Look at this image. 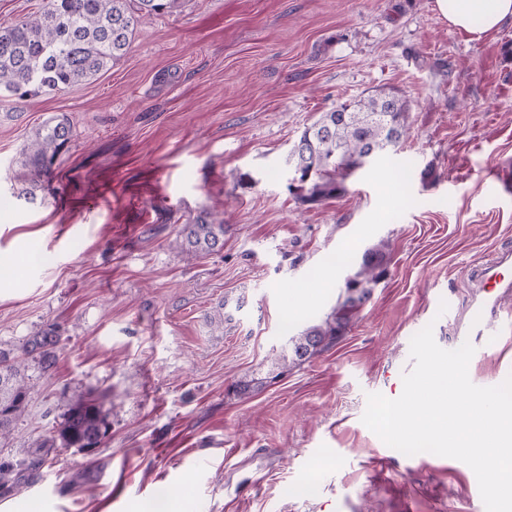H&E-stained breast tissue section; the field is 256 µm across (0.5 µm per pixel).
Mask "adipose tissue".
Segmentation results:
<instances>
[{
	"instance_id": "adipose-tissue-1",
	"label": "adipose tissue",
	"mask_w": 512,
	"mask_h": 512,
	"mask_svg": "<svg viewBox=\"0 0 512 512\" xmlns=\"http://www.w3.org/2000/svg\"><path fill=\"white\" fill-rule=\"evenodd\" d=\"M435 5L451 26L476 40L512 24V0H435Z\"/></svg>"
}]
</instances>
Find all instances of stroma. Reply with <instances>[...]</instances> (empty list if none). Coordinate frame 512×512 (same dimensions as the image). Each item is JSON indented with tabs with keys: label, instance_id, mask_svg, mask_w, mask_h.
Returning a JSON list of instances; mask_svg holds the SVG:
<instances>
[{
	"label": "stroma",
	"instance_id": "stroma-1",
	"mask_svg": "<svg viewBox=\"0 0 512 512\" xmlns=\"http://www.w3.org/2000/svg\"><path fill=\"white\" fill-rule=\"evenodd\" d=\"M407 101L397 151L320 204L288 190L291 151L320 113L379 91ZM67 116L52 191L15 195L33 132ZM224 206V247L188 259L180 229ZM385 273L335 344L285 368L288 339L331 313L364 252ZM512 246V25L482 39L434 0H186L142 19L96 80L0 96V252L35 257L0 300V349L56 328L57 363L26 362L18 459L68 399L98 397L111 431L14 495L26 512H485L463 462L408 456L361 421L401 394L410 340L451 349L468 271ZM454 318L439 315L443 297ZM472 360L512 376V333Z\"/></svg>",
	"mask_w": 512,
	"mask_h": 512
}]
</instances>
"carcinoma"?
<instances>
[{"mask_svg": "<svg viewBox=\"0 0 512 512\" xmlns=\"http://www.w3.org/2000/svg\"><path fill=\"white\" fill-rule=\"evenodd\" d=\"M185 0H43L42 10L11 25H0V90L19 100L40 93L63 91L92 81L127 52L141 20L173 13ZM408 104L396 93L380 92L344 102L306 128L293 154L296 164L315 167L320 175L297 187L302 203L318 204L344 192L343 180L359 157L375 149L387 153L406 134ZM71 136L67 118L45 122L22 150L35 199L53 177L60 149ZM188 255L198 257L224 244V220L199 216L183 227ZM387 245L368 250L347 280L336 307L318 324L289 339V363L299 365L334 344L346 332L359 307L370 299L383 274ZM59 336L50 328L31 337L21 353L0 350V439L10 437L13 424L25 412L29 388L26 359L31 356L45 370L57 359ZM108 414L90 395L78 394L66 404L61 423L19 459L0 460V494L13 491L28 473L51 463L60 450L98 448L110 432Z\"/></svg>", "mask_w": 512, "mask_h": 512, "instance_id": "1", "label": "carcinoma"}]
</instances>
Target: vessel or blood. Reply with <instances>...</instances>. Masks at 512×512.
<instances>
[{
    "label": "vessel or blood",
    "mask_w": 512,
    "mask_h": 512,
    "mask_svg": "<svg viewBox=\"0 0 512 512\" xmlns=\"http://www.w3.org/2000/svg\"><path fill=\"white\" fill-rule=\"evenodd\" d=\"M470 278L482 295L473 308L477 323L471 340L476 353L481 354L489 346V337L496 335L498 328L512 329V315H502L500 308L501 299L512 293V248L499 251L490 264L474 269Z\"/></svg>",
    "instance_id": "obj_1"
}]
</instances>
